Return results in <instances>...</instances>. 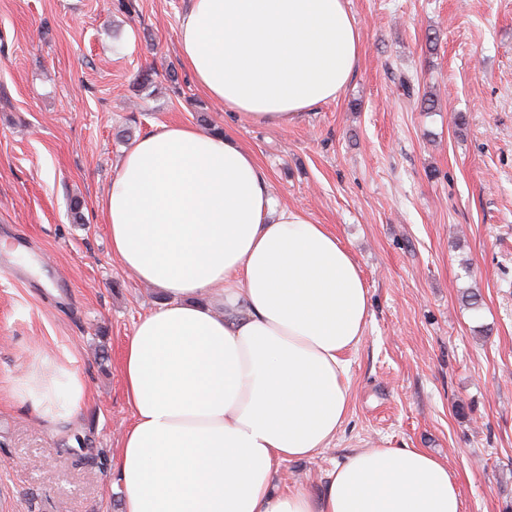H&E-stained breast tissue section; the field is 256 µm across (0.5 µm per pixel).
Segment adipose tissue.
I'll use <instances>...</instances> for the list:
<instances>
[{
    "instance_id": "ef3b65f1",
    "label": "adipose tissue",
    "mask_w": 512,
    "mask_h": 512,
    "mask_svg": "<svg viewBox=\"0 0 512 512\" xmlns=\"http://www.w3.org/2000/svg\"><path fill=\"white\" fill-rule=\"evenodd\" d=\"M348 4L190 0L182 63L226 111L294 124L354 74L361 32ZM100 208L113 256L166 297L124 348L122 512H461L455 477L415 448L354 452L315 494L275 489L283 463L313 458L341 433L347 354L370 301L336 234L275 199L238 140L162 125L126 152ZM16 393L57 423L88 401L72 367L47 357Z\"/></svg>"
}]
</instances>
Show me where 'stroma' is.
<instances>
[{
  "label": "stroma",
  "instance_id": "stroma-1",
  "mask_svg": "<svg viewBox=\"0 0 512 512\" xmlns=\"http://www.w3.org/2000/svg\"><path fill=\"white\" fill-rule=\"evenodd\" d=\"M187 5L0 0V512L120 510L123 348L162 296L113 257L98 203L125 150L173 122L242 142L369 291L344 431L276 488L315 493L352 452L417 448L455 474L461 512H512V0H350L354 76L285 128L194 84ZM38 355L72 359L88 388L67 423L15 394Z\"/></svg>",
  "mask_w": 512,
  "mask_h": 512
}]
</instances>
